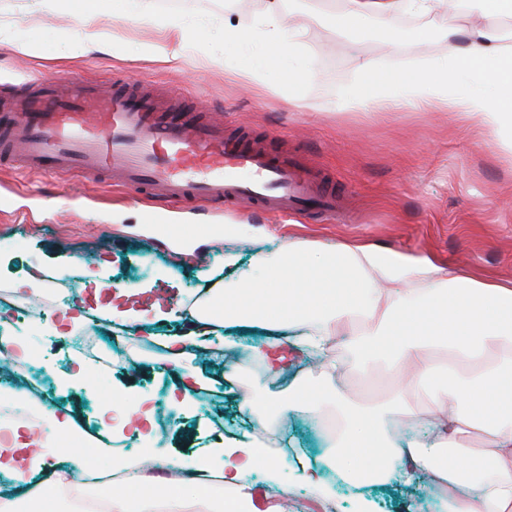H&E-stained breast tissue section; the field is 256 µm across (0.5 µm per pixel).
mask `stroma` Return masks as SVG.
I'll list each match as a JSON object with an SVG mask.
<instances>
[{
    "instance_id": "1",
    "label": "stroma",
    "mask_w": 512,
    "mask_h": 512,
    "mask_svg": "<svg viewBox=\"0 0 512 512\" xmlns=\"http://www.w3.org/2000/svg\"><path fill=\"white\" fill-rule=\"evenodd\" d=\"M280 6L306 15L307 30L276 67L254 59L259 76L244 81L234 69L252 50L226 48L224 26L255 24L262 0H180L173 9L150 0L146 19L125 14L119 0H0V93L20 95L28 79L70 71L89 81L137 79L159 108L178 92L197 120L219 118L231 133L287 149L341 197L329 220L308 214L282 221L246 208L184 204L167 209V222L179 225L181 237L163 245L158 241L163 226L143 222L147 201L135 191L0 166V336L31 334L50 360L45 371L1 361L0 383L26 386L56 415L72 416L81 442L57 439L56 456L71 462L78 446L91 447L101 468L111 471L114 455L92 411L118 404L123 386L159 406L154 420L164 438L158 450L177 457L183 468L195 466L200 447L234 433H255V425L237 410L238 380L225 371L232 352L224 347L228 331L220 325L193 361L208 396L174 418L161 411L181 400L182 391L160 345L190 324L157 317L155 309L170 308L175 299L188 309L204 299L223 273L225 252L238 253L246 266L256 252L276 251L287 238L320 246L371 245L428 256L466 275L512 282V129L489 134L452 113L412 107L349 114L323 106L360 83L363 61L403 71L448 58L453 43L435 37L418 44L413 31L462 26L470 15L447 10L425 19L414 16L386 32L374 16L355 30L337 27L329 19L331 7L319 0H281ZM106 11L111 17L104 19L110 33L105 50L85 52L73 26L103 19ZM171 20L196 32L176 69L139 53L141 45L163 39ZM299 71L309 72L310 79L303 101L292 106L283 78ZM208 224L238 225L239 235L232 240L209 235ZM36 266L44 274V304H52L58 292L67 295L66 317L52 340L8 317L14 304L26 301L17 286ZM118 288L132 289L122 304L139 311V320L106 316L103 307ZM75 316L82 326L98 325L103 335L124 339V347L113 348L109 367L88 365L86 355L69 343ZM73 373L79 381L63 384ZM277 438L288 451V482L300 453L314 457L328 444L321 420L299 412L287 414ZM360 498L371 501L373 512H418L430 500L422 476L409 486L392 480L343 487L328 505L295 485L288 512H354Z\"/></svg>"
}]
</instances>
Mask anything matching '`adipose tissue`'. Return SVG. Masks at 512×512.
<instances>
[{
    "instance_id": "adipose-tissue-1",
    "label": "adipose tissue",
    "mask_w": 512,
    "mask_h": 512,
    "mask_svg": "<svg viewBox=\"0 0 512 512\" xmlns=\"http://www.w3.org/2000/svg\"><path fill=\"white\" fill-rule=\"evenodd\" d=\"M449 8L469 12L470 0H347L332 16L337 27L357 28L367 16L394 19L398 14L427 16ZM305 29L304 18L287 19L272 5L257 28L225 25L230 45L259 44L265 64H277ZM462 42L430 71H377L361 65L363 79L336 97L341 110L388 109L411 101L459 113L489 132L512 128V53L503 35L486 20L462 31ZM233 280L214 283L210 294L191 312L192 328L168 337L172 360L186 364L210 327L292 329L293 345L316 357L317 375L304 378L287 403L267 404L268 375L281 372L270 360L264 372L251 368L252 354L228 362L240 377V408L256 422L268 424L283 407L317 416L332 410L336 431L318 466L293 472L296 484L319 501L336 498V478L371 477L381 471L402 481L414 472L428 479L437 512H512V283L465 277L427 257H406L367 245L312 248L284 240L276 257L256 255L264 275L255 287L235 254L224 256ZM388 369L398 387L385 402L361 406L351 398L346 374L367 376ZM415 420L427 428L423 439L400 436L397 426ZM11 447H25L22 464L0 451V473L23 494L68 491L80 498L84 489L73 471L49 466L48 435ZM361 449L365 462L352 467L347 451ZM222 461L221 476L235 495L204 501L196 493L208 482L212 461ZM260 471L274 489L265 510L255 505L249 476ZM189 480L190 491L158 502L129 500L113 491L104 512H287L291 487L282 465L267 459L255 439L230 438L205 449Z\"/></svg>"
}]
</instances>
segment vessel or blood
<instances>
[{
  "instance_id": "vessel-or-blood-1",
  "label": "vessel or blood",
  "mask_w": 512,
  "mask_h": 512,
  "mask_svg": "<svg viewBox=\"0 0 512 512\" xmlns=\"http://www.w3.org/2000/svg\"><path fill=\"white\" fill-rule=\"evenodd\" d=\"M6 158L45 174L110 177L144 198L334 214L321 177L285 152L230 138L224 123L188 122L110 79L40 82L0 105Z\"/></svg>"
}]
</instances>
